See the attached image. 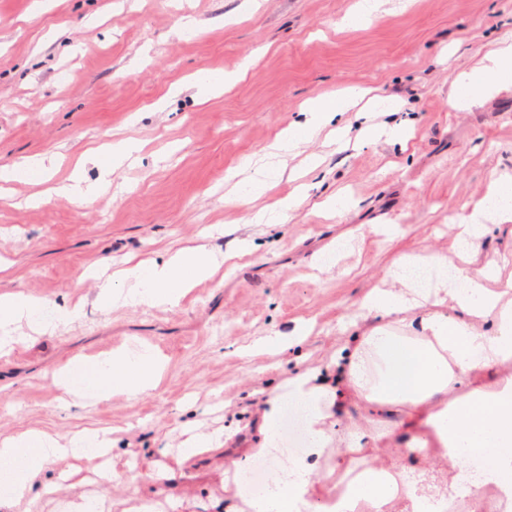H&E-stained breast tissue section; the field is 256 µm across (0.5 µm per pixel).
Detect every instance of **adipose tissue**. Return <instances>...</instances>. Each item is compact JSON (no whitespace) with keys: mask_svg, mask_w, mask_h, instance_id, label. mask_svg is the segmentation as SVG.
<instances>
[{"mask_svg":"<svg viewBox=\"0 0 512 512\" xmlns=\"http://www.w3.org/2000/svg\"><path fill=\"white\" fill-rule=\"evenodd\" d=\"M512 84V42L501 41L473 67L457 74L448 98L456 111L468 110L480 98ZM361 88L309 100L302 121L282 129L269 146L268 162L254 166L238 183L249 199L262 196L278 183L283 162L325 127L338 122ZM143 148L135 136L113 139L88 151L101 177L93 184L71 178L56 194L83 202L107 189L116 170L134 165ZM493 213L497 224L512 223V175L503 174L471 211L460 218L456 250L465 253L483 239L488 227L481 219ZM221 265L205 246L185 247L162 261H143L101 277L97 301L105 308L178 306L198 283L208 280ZM501 265L490 260L477 269H462L445 256L406 257L389 273L392 285L374 290L364 308L378 326L342 347L327 368H304L282 380L264 403L258 438L249 458L272 462L271 481L263 496L245 485L246 461H233L239 501L227 512H386L393 499L405 512H444L457 496L484 485L498 487L506 512H512V381L494 392L471 386V377L497 364L512 361V277L501 279ZM80 306L58 305L21 291L0 293V354L23 339V328L55 330L79 319ZM165 370L163 356L148 345L122 346L97 355L70 359L53 373V383L73 405L84 407L124 393L134 397L155 389ZM352 387L370 405L402 406L409 410L412 430L408 450L435 454L448 462L453 475L447 484L427 482L407 470L369 468L345 488L316 465L330 458L344 460L336 450L332 418L338 386ZM298 410L305 432L304 446L284 447L279 426L289 410ZM115 440L111 429L86 428L62 438L26 430L0 439V469L9 476L8 502L28 505L42 472L59 460L107 457Z\"/></svg>","mask_w":512,"mask_h":512,"instance_id":"1","label":"adipose tissue"}]
</instances>
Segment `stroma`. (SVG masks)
Masks as SVG:
<instances>
[{"instance_id":"35a3bbf8","label":"stroma","mask_w":512,"mask_h":512,"mask_svg":"<svg viewBox=\"0 0 512 512\" xmlns=\"http://www.w3.org/2000/svg\"><path fill=\"white\" fill-rule=\"evenodd\" d=\"M355 0H0V165L56 154L40 184L17 182L0 193V291L83 302L84 316L54 334L31 335L0 357V438L38 428L66 436L85 427L116 429L111 467L138 476L163 512H224V464L254 444L255 419L281 379L325 365L376 320L364 298L396 260L453 254L452 225L500 173H512V87L452 111L456 74L474 66L502 37H512V0H386L367 26L342 20ZM257 64L229 91L199 102L189 80ZM346 86L397 100L408 140L366 137L384 118L357 106L345 113L343 144L318 136L303 155L323 162L303 177L308 187L286 223L246 224L258 202L231 208L224 179L246 157L263 159L275 134L307 100ZM162 109H155V102ZM136 117L146 143L139 164L111 176L88 203L53 194L79 174L99 171L85 152L111 141ZM43 192L36 206L28 198ZM346 209L321 214L329 195ZM395 226L393 235L373 232ZM255 251L225 263L175 308L99 309L83 270L108 263L161 260L205 244L226 254L237 239ZM351 248L331 272L314 260L338 240ZM312 330L300 346L271 355L251 350L262 336ZM144 343L168 359L150 392L84 409L65 404L53 371L78 354ZM342 437L360 452L334 473L349 481L374 463L440 470L436 459L403 458L405 409H367L344 389L335 415ZM222 430L225 444L179 462L178 446L197 432ZM171 470L151 479L148 466ZM96 461L53 489L57 463L32 512H68L70 501L124 485L95 482Z\"/></svg>"}]
</instances>
